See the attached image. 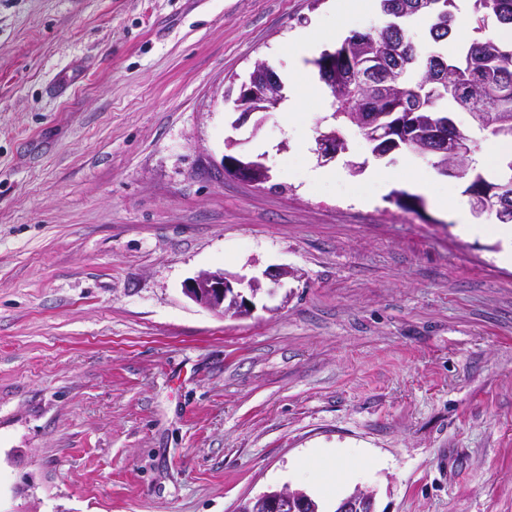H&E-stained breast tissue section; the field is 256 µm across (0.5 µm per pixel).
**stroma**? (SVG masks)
Instances as JSON below:
<instances>
[{
    "instance_id": "35a3bbf8",
    "label": "stroma",
    "mask_w": 512,
    "mask_h": 512,
    "mask_svg": "<svg viewBox=\"0 0 512 512\" xmlns=\"http://www.w3.org/2000/svg\"><path fill=\"white\" fill-rule=\"evenodd\" d=\"M385 23L364 0H0V512H235L317 494L297 475L317 449L375 512H512L500 222L400 208L425 174L463 182L351 125L362 171L305 191L314 137L226 97L259 62L287 78L312 25ZM271 267L293 275L247 317L183 291ZM220 167L225 173L254 185L264 184L270 179L268 167L259 159L242 162L223 156ZM258 501L267 512H311L317 511L312 498L303 490L290 489L285 486L281 489L265 492L243 502L236 512H250V505ZM310 510V511H308Z\"/></svg>"
}]
</instances>
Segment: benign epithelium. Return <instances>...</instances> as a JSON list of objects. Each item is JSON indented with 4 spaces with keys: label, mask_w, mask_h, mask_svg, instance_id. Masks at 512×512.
I'll return each mask as SVG.
<instances>
[{
    "label": "benign epithelium",
    "mask_w": 512,
    "mask_h": 512,
    "mask_svg": "<svg viewBox=\"0 0 512 512\" xmlns=\"http://www.w3.org/2000/svg\"><path fill=\"white\" fill-rule=\"evenodd\" d=\"M259 95L264 96L274 106L278 105L281 97V83L273 68L264 62L256 64L249 80L240 85L238 100H248ZM387 117L386 113L357 112L354 114V122L364 129L376 127L386 137L395 130L394 126L385 121ZM406 119L407 133L403 134V138L415 153L425 159L451 155L448 164L440 165V173H446L448 167L458 169L457 163L471 154L469 143L463 139L454 140L453 149H448V119L438 117L429 120L426 136L422 140L411 133V129L419 125L415 113H406ZM316 152L325 162L337 158L340 145L336 141L335 128L319 131ZM220 167L225 173L254 185L264 184L270 179L268 167L258 159L242 162L224 157ZM262 291L264 290L259 278L246 280L221 270L201 272L184 284V293L194 302L232 318L251 315L255 309V299ZM255 501L263 505L267 512H313L317 509L305 491L285 486L243 502L236 512H249L250 505ZM337 512H375L373 495L366 490L357 489L337 504Z\"/></svg>",
    "instance_id": "benign-epithelium-1"
}]
</instances>
